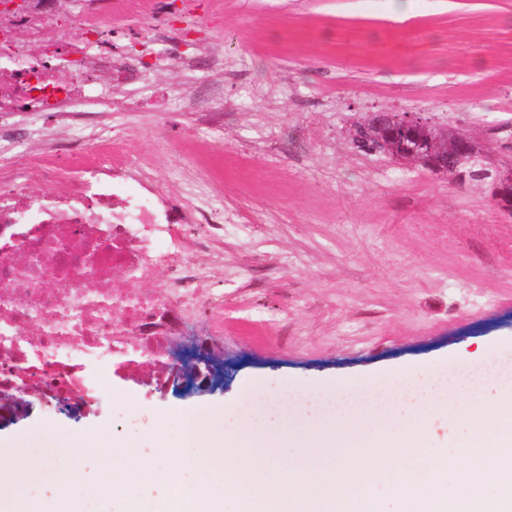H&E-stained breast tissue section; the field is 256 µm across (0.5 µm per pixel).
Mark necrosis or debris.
Segmentation results:
<instances>
[{
	"label": "necrosis or debris",
	"mask_w": 512,
	"mask_h": 512,
	"mask_svg": "<svg viewBox=\"0 0 512 512\" xmlns=\"http://www.w3.org/2000/svg\"><path fill=\"white\" fill-rule=\"evenodd\" d=\"M122 21L107 6L75 26L57 22L47 0L33 14L0 13V361L89 404L111 393L110 358L138 365L164 356L173 337L158 327L163 314L202 309L214 335L224 333V298L212 288L223 264L199 268L182 251L189 237L213 251L223 215L199 198L174 213L148 163L92 120L119 108L97 74L130 78L108 51ZM51 23L57 37L43 40ZM29 44L39 45L42 62L29 61ZM21 112H49L67 126L76 143L68 168L55 167L49 150L26 158L28 135L5 121ZM129 168L141 191L121 189ZM33 182L45 190L27 194ZM118 276L125 287H116Z\"/></svg>",
	"instance_id": "1"
}]
</instances>
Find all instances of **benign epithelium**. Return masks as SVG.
Listing matches in <instances>:
<instances>
[{
	"label": "benign epithelium",
	"mask_w": 512,
	"mask_h": 512,
	"mask_svg": "<svg viewBox=\"0 0 512 512\" xmlns=\"http://www.w3.org/2000/svg\"><path fill=\"white\" fill-rule=\"evenodd\" d=\"M33 8L34 0H0V10L3 12L28 14ZM352 137L397 161L428 165L460 186L469 184L468 171L491 165L487 151L469 135L391 112L377 113L355 126ZM496 184L500 194L512 192V166L496 168ZM213 377L214 362L208 360L189 372L175 370L167 376V383L175 382L189 389H199L209 384ZM0 389L8 393L15 390L45 400L44 386L35 381L18 388L10 384Z\"/></svg>",
	"instance_id": "7a95c632"
}]
</instances>
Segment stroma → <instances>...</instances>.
<instances>
[{
	"label": "stroma",
	"instance_id": "stroma-1",
	"mask_svg": "<svg viewBox=\"0 0 512 512\" xmlns=\"http://www.w3.org/2000/svg\"><path fill=\"white\" fill-rule=\"evenodd\" d=\"M173 0L143 41L132 17L112 34L144 67L115 85L130 112L101 125L149 160L172 204L206 193L224 227V378L210 390H158L112 375V395L82 415L35 404L0 425L45 478L17 493L28 512H70L55 494L73 458L103 479L115 443L135 461L176 413L223 434L245 387L358 379L512 337V214L489 187L456 185L421 164L357 148L354 124L419 113L475 135L512 165V0H194L197 52L210 71L162 64L186 45ZM93 433L97 448L86 447Z\"/></svg>",
	"mask_w": 512,
	"mask_h": 512
}]
</instances>
